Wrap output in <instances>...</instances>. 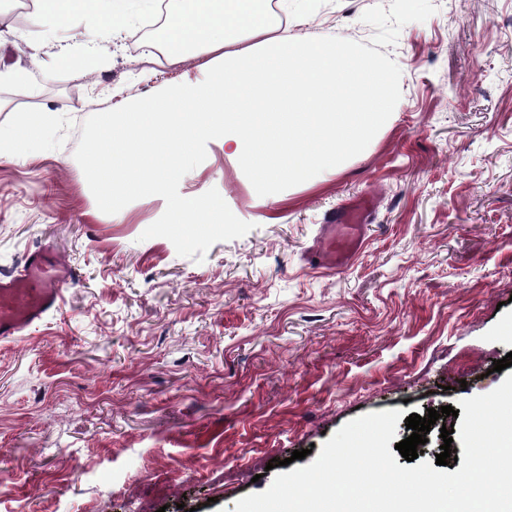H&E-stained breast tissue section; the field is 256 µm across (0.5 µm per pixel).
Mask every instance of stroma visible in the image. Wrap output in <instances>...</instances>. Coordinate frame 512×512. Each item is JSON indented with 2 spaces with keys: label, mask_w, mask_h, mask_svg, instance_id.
Instances as JSON below:
<instances>
[{
  "label": "stroma",
  "mask_w": 512,
  "mask_h": 512,
  "mask_svg": "<svg viewBox=\"0 0 512 512\" xmlns=\"http://www.w3.org/2000/svg\"><path fill=\"white\" fill-rule=\"evenodd\" d=\"M285 26L395 60L402 96L359 155L258 196L223 139L180 181L253 223L203 261L142 239L166 202L101 212L74 158L89 116L203 81L209 54L121 32L0 27V274L52 247L57 309L0 342V512H234L272 459L371 412L456 405L512 352V0H276ZM90 34L94 75L60 64ZM23 68L24 79L11 77ZM50 113L32 147L23 121ZM376 207L357 256L310 264L329 215Z\"/></svg>",
  "instance_id": "1"
}]
</instances>
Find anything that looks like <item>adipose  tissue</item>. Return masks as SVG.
<instances>
[{
  "label": "adipose tissue",
  "mask_w": 512,
  "mask_h": 512,
  "mask_svg": "<svg viewBox=\"0 0 512 512\" xmlns=\"http://www.w3.org/2000/svg\"><path fill=\"white\" fill-rule=\"evenodd\" d=\"M131 0H33L30 21L38 28H61L78 17L113 32L124 29ZM267 0H177L166 27L165 43L173 51H218L245 33L269 28Z\"/></svg>",
  "instance_id": "1"
}]
</instances>
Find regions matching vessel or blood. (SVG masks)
Masks as SVG:
<instances>
[{
  "instance_id": "vessel-or-blood-1",
  "label": "vessel or blood",
  "mask_w": 512,
  "mask_h": 512,
  "mask_svg": "<svg viewBox=\"0 0 512 512\" xmlns=\"http://www.w3.org/2000/svg\"><path fill=\"white\" fill-rule=\"evenodd\" d=\"M372 199H360L332 214L319 232L320 244L313 255L324 267L346 265L361 248ZM72 271L49 247L32 253L17 274L0 280V340L23 335L55 309Z\"/></svg>"
}]
</instances>
